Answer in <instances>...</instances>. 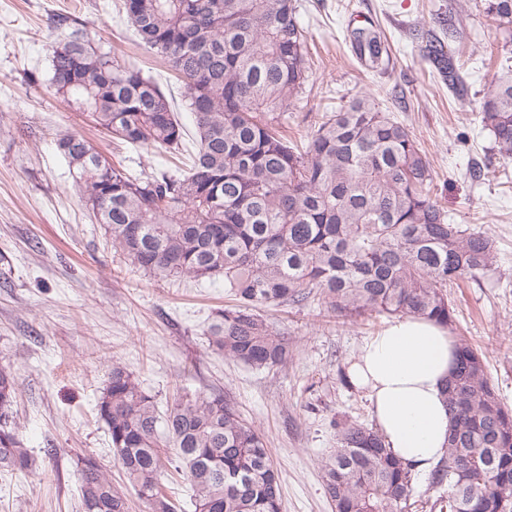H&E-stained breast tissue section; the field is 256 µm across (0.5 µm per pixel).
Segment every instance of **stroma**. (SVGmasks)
<instances>
[{"label":"stroma","instance_id":"stroma-1","mask_svg":"<svg viewBox=\"0 0 512 512\" xmlns=\"http://www.w3.org/2000/svg\"><path fill=\"white\" fill-rule=\"evenodd\" d=\"M120 0H0V364L21 381L14 412L37 460L32 472L0 473V512H82L77 461L91 457L149 512L110 452L93 408L121 362L166 409L182 394L220 391L263 434L282 487V512H335L320 462L335 446L332 419L371 425L370 404L347 368L387 318L342 317L316 302L264 310L292 351L286 367L255 371L208 347L205 327L229 304L223 277H159L117 253L81 199L60 135L90 141L110 162L160 174L181 162L114 144L70 111L49 84L57 19L79 20L89 38L180 97L181 84L136 42ZM308 38L313 90L288 112V135L354 97L374 96L420 143L434 193L451 223L487 232L498 268L449 286L452 338L485 354L487 375L512 409V159L481 123L484 92L512 43L485 0H296ZM379 28L388 58L367 68L351 19ZM445 40L465 85L456 96L424 58L428 37ZM482 177L472 180V167Z\"/></svg>","mask_w":512,"mask_h":512}]
</instances>
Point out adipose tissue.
<instances>
[{
    "instance_id": "obj_1",
    "label": "adipose tissue",
    "mask_w": 512,
    "mask_h": 512,
    "mask_svg": "<svg viewBox=\"0 0 512 512\" xmlns=\"http://www.w3.org/2000/svg\"><path fill=\"white\" fill-rule=\"evenodd\" d=\"M455 362L456 346L444 326L403 317L367 337L347 369L351 385L367 393L387 448L416 472L430 471L446 449L443 388Z\"/></svg>"
}]
</instances>
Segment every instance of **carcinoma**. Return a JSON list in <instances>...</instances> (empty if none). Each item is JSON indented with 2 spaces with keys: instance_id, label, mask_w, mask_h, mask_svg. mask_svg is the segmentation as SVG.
Wrapping results in <instances>:
<instances>
[{
  "instance_id": "1",
  "label": "carcinoma",
  "mask_w": 512,
  "mask_h": 512,
  "mask_svg": "<svg viewBox=\"0 0 512 512\" xmlns=\"http://www.w3.org/2000/svg\"><path fill=\"white\" fill-rule=\"evenodd\" d=\"M139 43L184 84L193 131L152 76L93 43L81 24L58 37L50 85L67 107L112 138L189 155L178 175L133 173L66 133L59 150L112 247L157 276H224L234 303L213 311L208 347L262 371L288 365V342L258 312L264 304L386 313L451 322L448 285L494 270L493 240L448 223L432 198L434 174L411 131L370 96L310 127L306 142L280 134L288 106L310 80L307 38L294 0H122ZM512 28V0H485ZM360 57L386 51L374 28L353 33ZM428 56L448 85H462L438 42ZM481 122L512 156V69L495 77ZM17 373L0 365V471L35 460L12 408ZM444 395L450 428L431 484L448 487V512H512V411L492 388L482 353L457 341ZM95 410L111 452L151 512H176L162 494L161 449L192 491L194 512H281V482L263 434L221 393L155 397L118 363ZM92 458L78 460L83 512H128L124 494ZM335 512H409L414 474L377 431L336 424V448L320 464Z\"/></svg>"
}]
</instances>
